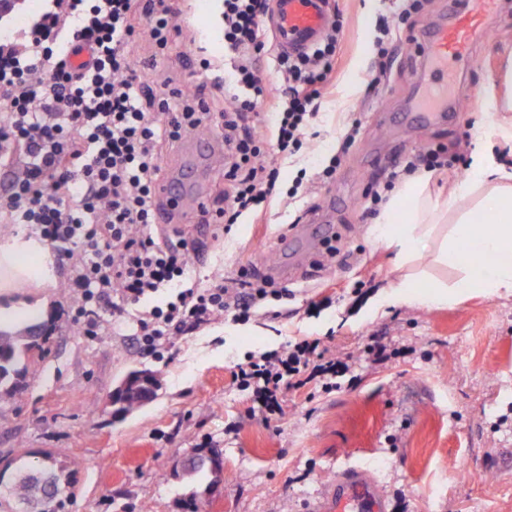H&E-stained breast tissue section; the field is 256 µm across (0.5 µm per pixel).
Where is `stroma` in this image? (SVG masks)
I'll return each instance as SVG.
<instances>
[{
	"label": "stroma",
	"mask_w": 512,
	"mask_h": 512,
	"mask_svg": "<svg viewBox=\"0 0 512 512\" xmlns=\"http://www.w3.org/2000/svg\"><path fill=\"white\" fill-rule=\"evenodd\" d=\"M449 6L429 0L423 13L406 18L403 0H330L343 21L335 79L306 148L277 158L280 192L262 221L227 233L213 224L184 227L201 244L191 276L231 277L247 262L269 264L313 210L336 199L341 253L331 265L281 279L287 299L267 301L249 321L224 317L175 337L161 359L140 353L126 318L113 321L111 335L84 336L69 318L62 264L54 266L53 287L0 293V307L43 308L56 327L42 368L12 404H0V461L80 458L64 512H188L194 499L201 512H309L328 485L354 469L373 479L379 512H512V295L469 293L441 308L398 303L365 315L377 293L398 283L390 251L371 235L381 214L373 193L390 199L392 173L425 149L472 153L490 80L512 51V0H496V29L471 49L453 82L461 103L453 119L389 126L386 116L417 95L411 38L446 17ZM180 8L183 33L161 53L145 21L135 19L140 36L131 54L157 94L197 91L216 134L224 99L191 75L198 57L224 63L223 4L180 0ZM378 65L386 78L371 91L365 77ZM351 134L355 144L343 149ZM336 154L342 161L330 182L288 197L300 171L316 173ZM374 336L387 347L384 360L366 353ZM301 339L321 340L331 355L349 358L350 369L336 389L285 391L283 415L262 424L233 367ZM134 369L156 376L157 394L134 413L114 415L109 398ZM200 447L220 451L222 475L183 471Z\"/></svg>",
	"instance_id": "1"
}]
</instances>
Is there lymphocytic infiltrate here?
<instances>
[{"mask_svg": "<svg viewBox=\"0 0 512 512\" xmlns=\"http://www.w3.org/2000/svg\"><path fill=\"white\" fill-rule=\"evenodd\" d=\"M268 0H224V69L201 60L196 72L224 95V204L202 208L199 221L225 226L262 212L276 192L274 156L298 153L336 66L340 22L307 51L276 54L283 81L271 86L257 73L266 50L262 19ZM176 0H47L20 35L0 36V157L16 163L0 195L1 224H29L68 272L73 319L90 338L107 333L104 310L123 316L138 305L133 334L147 356H160L172 338L232 315L247 321L267 298H280L270 276L241 267L237 277L209 285L187 282L186 242L166 244L156 219L163 146L180 141L208 117L205 101L183 91L161 98L129 54L146 22L166 48L179 27ZM90 59L74 66L73 55ZM275 116L271 137L260 132L259 111ZM176 294L145 307L159 291ZM326 356L319 340H302L251 355L235 366V383L250 390L261 417L282 413V390L348 371Z\"/></svg>", "mask_w": 512, "mask_h": 512, "instance_id": "f902f5d3", "label": "lymphocytic infiltrate"}]
</instances>
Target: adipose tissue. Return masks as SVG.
Here are the masks:
<instances>
[{
	"instance_id": "ef3b65f1",
	"label": "adipose tissue",
	"mask_w": 512,
	"mask_h": 512,
	"mask_svg": "<svg viewBox=\"0 0 512 512\" xmlns=\"http://www.w3.org/2000/svg\"><path fill=\"white\" fill-rule=\"evenodd\" d=\"M491 83L488 106L499 118L486 124L467 176L445 196L430 194V172L409 178L373 227L402 273L395 291L381 294L373 310L400 298L432 307L466 292H512V168L502 155L512 146V121L506 118L512 112V53ZM428 255L437 266L464 269V276L452 284L433 277L421 266ZM53 284L52 255L36 236L0 244L1 292Z\"/></svg>"
}]
</instances>
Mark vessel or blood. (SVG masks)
Wrapping results in <instances>:
<instances>
[{"instance_id": "vessel-or-blood-1", "label": "vessel or blood", "mask_w": 512, "mask_h": 512, "mask_svg": "<svg viewBox=\"0 0 512 512\" xmlns=\"http://www.w3.org/2000/svg\"><path fill=\"white\" fill-rule=\"evenodd\" d=\"M492 0H466L456 7L448 22L430 27L423 35L425 56L419 78L418 100L405 114L408 127H421L456 111L448 96V64L460 61L475 38L492 29ZM330 21L325 0H270L263 20L278 51L294 53L309 48L321 37ZM224 153L221 139L212 135L183 139L173 159V172L159 187L164 205L161 221L184 223L191 210L205 205L212 170ZM377 495L364 473L352 471L333 484L311 512H366Z\"/></svg>"}]
</instances>
